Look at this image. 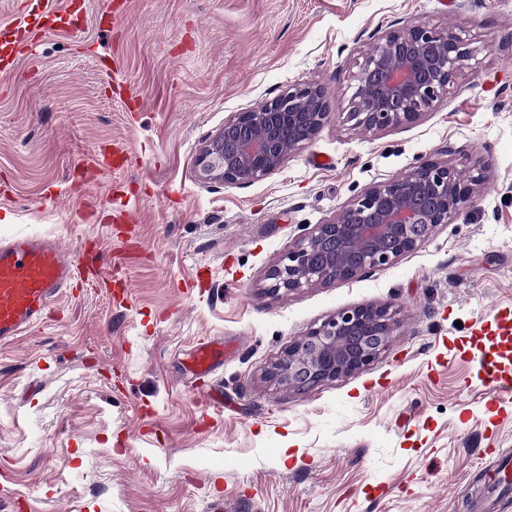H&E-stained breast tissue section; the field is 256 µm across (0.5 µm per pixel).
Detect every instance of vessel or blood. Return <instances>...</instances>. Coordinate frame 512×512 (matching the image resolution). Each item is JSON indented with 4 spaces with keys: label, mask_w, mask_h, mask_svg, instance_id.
Masks as SVG:
<instances>
[{
    "label": "vessel or blood",
    "mask_w": 512,
    "mask_h": 512,
    "mask_svg": "<svg viewBox=\"0 0 512 512\" xmlns=\"http://www.w3.org/2000/svg\"><path fill=\"white\" fill-rule=\"evenodd\" d=\"M58 0H36L26 26H0V42L20 31L37 32L51 21L65 16ZM88 262L66 256L48 239L18 235L0 244V344L17 339L31 326L45 319L57 296L80 276H97ZM215 356L208 344H200L192 354L190 368L195 380L208 376Z\"/></svg>",
    "instance_id": "1"
}]
</instances>
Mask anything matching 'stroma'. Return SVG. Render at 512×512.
I'll use <instances>...</instances> for the list:
<instances>
[{"instance_id":"stroma-1","label":"stroma","mask_w":512,"mask_h":512,"mask_svg":"<svg viewBox=\"0 0 512 512\" xmlns=\"http://www.w3.org/2000/svg\"><path fill=\"white\" fill-rule=\"evenodd\" d=\"M0 52V243L85 250L45 323L0 346V512H464L512 454V0H108ZM473 54L415 124L365 136L341 113L391 23ZM337 114L275 173L227 185L196 158L233 113L288 85ZM118 169L73 174L97 153ZM428 159L481 166L478 195L393 263L272 294L266 274L369 186ZM385 306L369 368L296 391L267 371L337 313ZM215 366L198 392L199 343ZM215 356L213 349L207 344H200L192 354L190 368L196 381H201L208 376L212 361Z\"/></svg>"}]
</instances>
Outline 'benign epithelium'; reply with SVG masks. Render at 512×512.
<instances>
[{
	"label": "benign epithelium",
	"mask_w": 512,
	"mask_h": 512,
	"mask_svg": "<svg viewBox=\"0 0 512 512\" xmlns=\"http://www.w3.org/2000/svg\"><path fill=\"white\" fill-rule=\"evenodd\" d=\"M471 56L469 40L446 27L418 22L383 32L359 64L345 122L362 134L416 123L447 93ZM334 115L323 84L293 85L225 120L196 166L203 178L226 184L260 180L311 144ZM484 179L482 168H470L462 179L457 166L427 160L366 188L269 269L268 290L290 293L393 262L448 223ZM395 328L386 307L343 311L290 344L270 375L301 390L362 372L387 348Z\"/></svg>",
	"instance_id": "obj_1"
}]
</instances>
